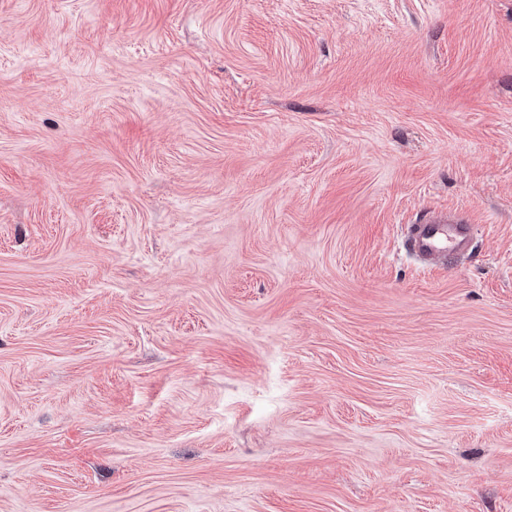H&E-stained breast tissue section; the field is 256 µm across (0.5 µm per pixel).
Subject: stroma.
I'll use <instances>...</instances> for the list:
<instances>
[{
  "instance_id": "1",
  "label": "stroma",
  "mask_w": 512,
  "mask_h": 512,
  "mask_svg": "<svg viewBox=\"0 0 512 512\" xmlns=\"http://www.w3.org/2000/svg\"><path fill=\"white\" fill-rule=\"evenodd\" d=\"M0 512H512V0H0ZM471 229L461 214L430 213L426 221L410 225L403 249L413 258L446 260L469 251Z\"/></svg>"
}]
</instances>
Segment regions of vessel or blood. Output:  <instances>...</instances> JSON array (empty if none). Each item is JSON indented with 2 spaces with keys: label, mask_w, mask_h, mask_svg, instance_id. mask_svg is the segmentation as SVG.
<instances>
[{
  "label": "vessel or blood",
  "mask_w": 512,
  "mask_h": 512,
  "mask_svg": "<svg viewBox=\"0 0 512 512\" xmlns=\"http://www.w3.org/2000/svg\"><path fill=\"white\" fill-rule=\"evenodd\" d=\"M472 226L460 214H429L426 221L410 225L403 248L423 260H444L469 251Z\"/></svg>",
  "instance_id": "obj_1"
}]
</instances>
